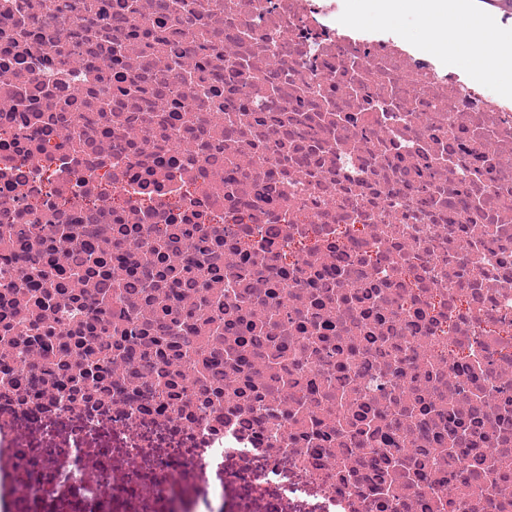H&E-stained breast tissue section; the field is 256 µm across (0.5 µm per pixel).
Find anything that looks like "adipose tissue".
Wrapping results in <instances>:
<instances>
[{
  "instance_id": "1",
  "label": "adipose tissue",
  "mask_w": 512,
  "mask_h": 512,
  "mask_svg": "<svg viewBox=\"0 0 512 512\" xmlns=\"http://www.w3.org/2000/svg\"><path fill=\"white\" fill-rule=\"evenodd\" d=\"M426 40L430 46L447 45L449 49L465 46L473 62L489 74L505 71L507 63L499 51L496 34L472 25L452 24L445 6H437L426 22Z\"/></svg>"
}]
</instances>
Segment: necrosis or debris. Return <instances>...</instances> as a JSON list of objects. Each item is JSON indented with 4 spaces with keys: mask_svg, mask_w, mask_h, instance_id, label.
<instances>
[{
    "mask_svg": "<svg viewBox=\"0 0 512 512\" xmlns=\"http://www.w3.org/2000/svg\"><path fill=\"white\" fill-rule=\"evenodd\" d=\"M335 13L0 0V450L75 425L0 512L134 494L105 425L166 512H512V96ZM248 466L236 461H229L225 468V490L229 507L232 509L243 507V512H291L288 504L284 503L278 492L267 490L258 497H248L243 492L244 479Z\"/></svg>",
    "mask_w": 512,
    "mask_h": 512,
    "instance_id": "4bbe7bcc",
    "label": "necrosis or debris"
}]
</instances>
